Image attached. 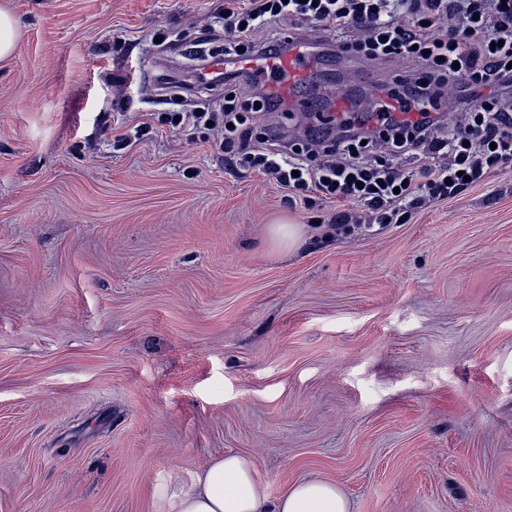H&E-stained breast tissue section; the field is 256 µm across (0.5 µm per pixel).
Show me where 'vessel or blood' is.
Returning a JSON list of instances; mask_svg holds the SVG:
<instances>
[{
  "label": "vessel or blood",
  "instance_id": "b4317fda",
  "mask_svg": "<svg viewBox=\"0 0 512 512\" xmlns=\"http://www.w3.org/2000/svg\"><path fill=\"white\" fill-rule=\"evenodd\" d=\"M321 69V59L308 39L290 42L285 52L265 55L259 52L226 57L211 55L204 69L210 81L223 79L226 72H241L262 86L268 96L279 102L288 112L310 111V104L300 96L304 86L316 78Z\"/></svg>",
  "mask_w": 512,
  "mask_h": 512
}]
</instances>
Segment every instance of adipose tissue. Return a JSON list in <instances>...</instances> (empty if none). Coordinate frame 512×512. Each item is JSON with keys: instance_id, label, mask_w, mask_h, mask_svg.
Returning a JSON list of instances; mask_svg holds the SVG:
<instances>
[{"instance_id": "obj_1", "label": "adipose tissue", "mask_w": 512, "mask_h": 512, "mask_svg": "<svg viewBox=\"0 0 512 512\" xmlns=\"http://www.w3.org/2000/svg\"><path fill=\"white\" fill-rule=\"evenodd\" d=\"M183 495L178 512H349L344 495L321 480L295 484L278 497L267 495L251 461L237 453L211 461Z\"/></svg>"}]
</instances>
